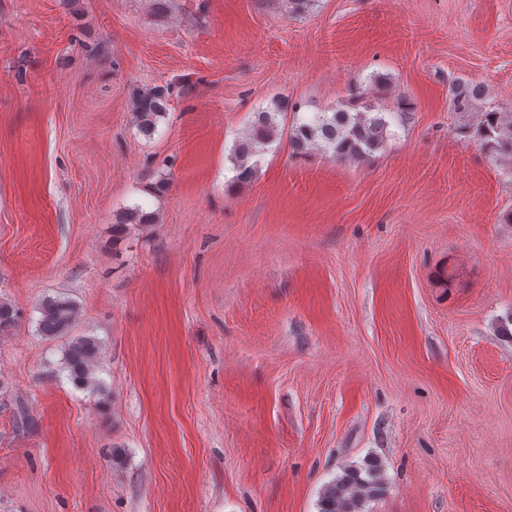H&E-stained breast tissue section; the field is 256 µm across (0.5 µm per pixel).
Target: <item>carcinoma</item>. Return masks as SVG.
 I'll list each match as a JSON object with an SVG mask.
<instances>
[{"instance_id":"1","label":"carcinoma","mask_w":512,"mask_h":512,"mask_svg":"<svg viewBox=\"0 0 512 512\" xmlns=\"http://www.w3.org/2000/svg\"><path fill=\"white\" fill-rule=\"evenodd\" d=\"M449 103L460 113L476 112V120L462 128L461 134L472 138L489 152L512 158V119L490 106L478 107L484 98L483 86L470 80L457 78L448 87ZM168 91L151 89L136 93L133 115L136 125L145 136L154 134L159 118L166 114ZM300 106L287 100H276L273 106L254 115L244 137L236 142L230 160L236 178L247 179L257 170L254 157L265 146L283 135L278 117L293 114L288 133V144L295 154H305L318 149L338 161L362 159L384 148L390 137V122L382 111L351 112L336 108L332 112H316L298 118ZM152 223L151 216L134 208L125 212L118 223L112 225L114 237L120 239L131 234L135 227ZM38 327L47 338H57L69 333L78 319V307L63 296L48 297L38 307ZM18 320V313L11 303L0 299V332L11 329ZM102 357V346L93 336L72 339L64 349L62 369L69 379L81 389L92 393L104 390V382L97 376ZM384 492L381 467L372 463L366 476L349 467L342 475L325 485L320 496L319 512H364L365 503Z\"/></svg>"}]
</instances>
